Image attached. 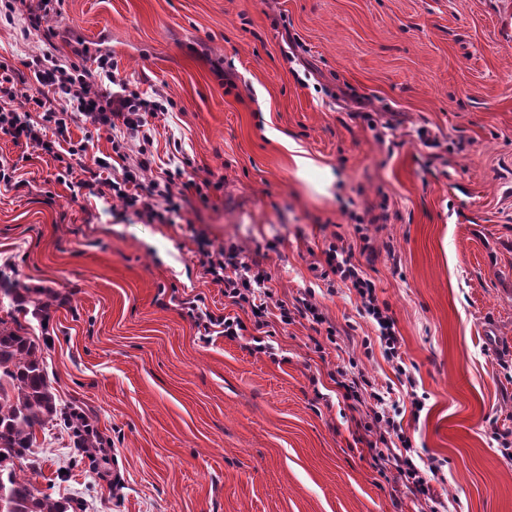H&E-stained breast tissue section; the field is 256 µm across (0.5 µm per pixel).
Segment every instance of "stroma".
Listing matches in <instances>:
<instances>
[{
	"label": "stroma",
	"instance_id": "obj_1",
	"mask_svg": "<svg viewBox=\"0 0 512 512\" xmlns=\"http://www.w3.org/2000/svg\"><path fill=\"white\" fill-rule=\"evenodd\" d=\"M52 24L61 59L112 51L172 101L150 121L153 176L180 150L224 186L150 223L0 139L21 181L0 184V266L46 304L18 319L61 407L112 448L85 459L64 423L38 432V491L74 512H428L356 442L343 370L390 387L414 450L443 460L438 512H512L493 438L512 433V0H61ZM41 47L23 16L0 19V64ZM337 232L390 306L420 415L364 350L355 295L320 287ZM202 240L256 254L273 301L315 289L335 343L304 318L270 356L202 341L186 297L251 319L205 274Z\"/></svg>",
	"mask_w": 512,
	"mask_h": 512
}]
</instances>
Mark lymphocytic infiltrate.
<instances>
[{"instance_id": "f902f5d3", "label": "lymphocytic infiltrate", "mask_w": 512, "mask_h": 512, "mask_svg": "<svg viewBox=\"0 0 512 512\" xmlns=\"http://www.w3.org/2000/svg\"><path fill=\"white\" fill-rule=\"evenodd\" d=\"M59 4L60 0H37L33 5L28 0H0V13L5 18L26 11L29 26L41 31L45 46L33 77H26L15 68L0 71V138L5 136L15 145L38 148L57 160L65 154L79 157L78 166H65L58 173V182L75 181L78 189L95 197L112 198L140 218L168 223L171 215L180 212L185 193L191 189L200 201H208L214 181L187 177L181 165L167 171L165 178L149 177V159H130L124 141L112 143V151L119 160L115 167L110 162L87 157L85 145L71 144L69 127L80 119L109 131L125 127L143 143H150V118L167 112L171 102L159 95L146 96L130 80L121 77L112 57L99 58L92 70L62 62L55 54L60 33L49 24ZM101 77L112 83V91L99 90L97 80ZM200 252L206 274L213 283L223 286L229 303L249 308L254 318L248 326L239 317L211 312L202 296L183 299L182 305L200 338L221 334L234 339L251 328L255 331V351L268 353L270 345L264 341L262 331L268 325L269 310L261 296L268 280L266 270L234 244L214 249L204 245ZM325 263L322 279L327 290L343 285L355 292L360 302L359 313L373 326L384 358L393 364L404 386L415 388L416 380L402 357V338L396 331V321L388 304L379 300L374 281L354 262L351 249L330 243ZM337 385L359 414L355 426L368 436L366 445L372 461L388 459L410 494L420 501L438 502L437 486L445 481L443 463L435 458L424 464L417 462L411 440L388 405L383 387L362 373L338 380Z\"/></svg>"}]
</instances>
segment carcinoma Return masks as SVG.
Returning a JSON list of instances; mask_svg holds the SVG:
<instances>
[{"instance_id": "1", "label": "carcinoma", "mask_w": 512, "mask_h": 512, "mask_svg": "<svg viewBox=\"0 0 512 512\" xmlns=\"http://www.w3.org/2000/svg\"><path fill=\"white\" fill-rule=\"evenodd\" d=\"M59 419L77 447H98V434L83 428L78 412L58 407L39 344L16 319H0V512H70L69 501L39 492L16 466L33 454L36 431Z\"/></svg>"}]
</instances>
